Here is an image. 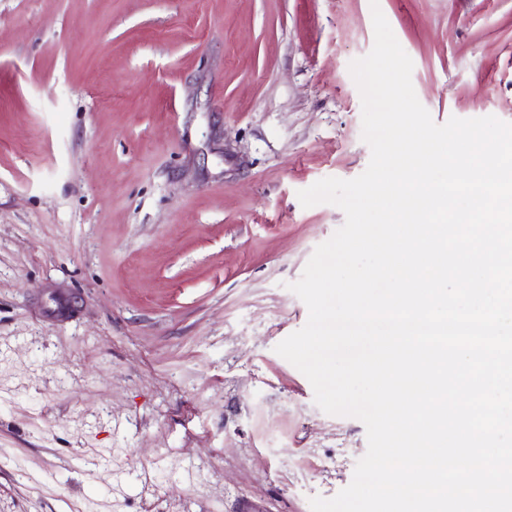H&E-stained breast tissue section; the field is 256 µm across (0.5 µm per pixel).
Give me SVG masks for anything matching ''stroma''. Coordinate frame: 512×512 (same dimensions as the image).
<instances>
[{
    "mask_svg": "<svg viewBox=\"0 0 512 512\" xmlns=\"http://www.w3.org/2000/svg\"><path fill=\"white\" fill-rule=\"evenodd\" d=\"M439 124L512 123V0H379ZM370 0H0V512H311L364 424L275 347L367 168Z\"/></svg>",
    "mask_w": 512,
    "mask_h": 512,
    "instance_id": "35a3bbf8",
    "label": "stroma"
}]
</instances>
